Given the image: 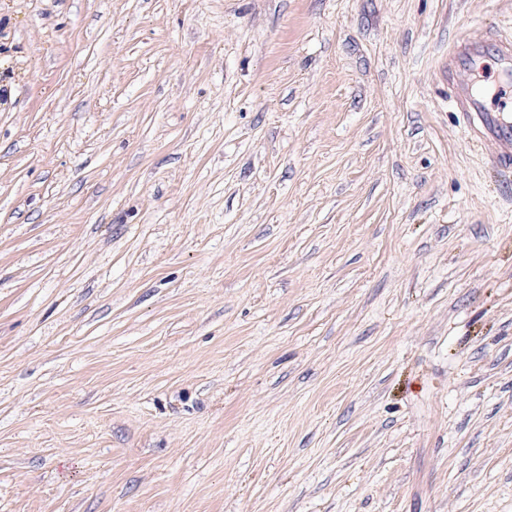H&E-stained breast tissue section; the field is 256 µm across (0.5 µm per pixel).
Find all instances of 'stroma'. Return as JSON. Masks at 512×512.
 Instances as JSON below:
<instances>
[{"mask_svg":"<svg viewBox=\"0 0 512 512\" xmlns=\"http://www.w3.org/2000/svg\"><path fill=\"white\" fill-rule=\"evenodd\" d=\"M471 29L512 0H0V512H512Z\"/></svg>","mask_w":512,"mask_h":512,"instance_id":"35a3bbf8","label":"stroma"}]
</instances>
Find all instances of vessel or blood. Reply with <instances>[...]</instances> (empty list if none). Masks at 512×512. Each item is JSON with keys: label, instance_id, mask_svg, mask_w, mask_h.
Here are the masks:
<instances>
[{"label": "vessel or blood", "instance_id": "obj_1", "mask_svg": "<svg viewBox=\"0 0 512 512\" xmlns=\"http://www.w3.org/2000/svg\"><path fill=\"white\" fill-rule=\"evenodd\" d=\"M494 55L503 68L512 67V40L496 38L483 32L460 34L448 52L443 76L448 82L456 111L466 117L471 135L478 142L492 143L496 165L512 167V120L505 114L512 110V91L502 90L498 105H491L484 94L474 89L470 79L471 63L476 58Z\"/></svg>", "mask_w": 512, "mask_h": 512}]
</instances>
